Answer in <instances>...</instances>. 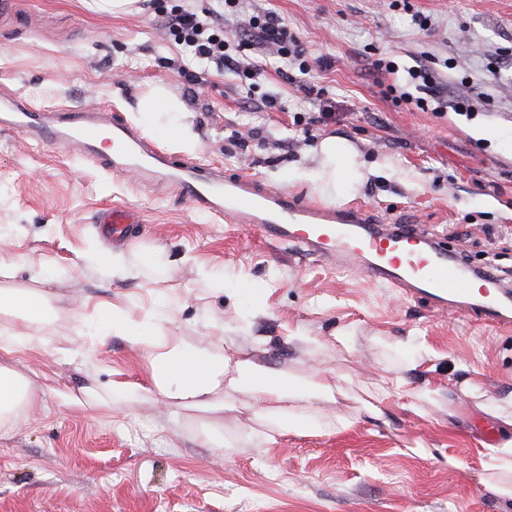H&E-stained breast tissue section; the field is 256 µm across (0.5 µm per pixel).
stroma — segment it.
I'll return each mask as SVG.
<instances>
[{"label": "stroma", "instance_id": "1", "mask_svg": "<svg viewBox=\"0 0 512 512\" xmlns=\"http://www.w3.org/2000/svg\"><path fill=\"white\" fill-rule=\"evenodd\" d=\"M409 3L406 12L394 0H242L227 33L272 11L318 63L310 82L296 69L271 73L248 105L232 73L194 84L177 73L185 55L158 9L206 0H141L119 15L88 0H0V93L37 106L112 105L129 120L139 97L164 89L185 105L175 118L197 141L194 157L316 202L320 192L289 182V168L315 166L321 139L347 141L366 174L351 200L385 221L447 225L449 246L512 283V153L483 136L512 126V0ZM412 11L432 19L428 34L411 27ZM381 51L402 68L428 62L443 100L469 97L474 117L384 98L372 68ZM496 58L503 79L492 89ZM264 95L285 111L262 108ZM298 104L331 108L312 139L294 124ZM108 206L140 216L139 236L118 244L137 264L124 280L85 260L109 246L98 224ZM0 265L9 270L0 289L43 293L50 308L44 323L0 312V365L22 374L35 398L0 426V512H512V497L491 490L499 475L483 455L512 438V331L429 316L362 274L266 244L254 227L210 223L154 186L3 132ZM208 271L248 282L252 295L212 288ZM162 296L165 329L199 345L344 381L335 409L349 426L264 443L271 427L243 393L219 413L161 400L73 406L88 388L108 395L116 379L145 383L146 356L92 322L115 303L153 310ZM23 334L31 343H18ZM419 389L434 400L424 413L412 407ZM207 429L223 435V450L204 444Z\"/></svg>", "mask_w": 512, "mask_h": 512}]
</instances>
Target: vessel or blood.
Returning a JSON list of instances; mask_svg holds the SVG:
<instances>
[{
  "instance_id": "1",
  "label": "vessel or blood",
  "mask_w": 512,
  "mask_h": 512,
  "mask_svg": "<svg viewBox=\"0 0 512 512\" xmlns=\"http://www.w3.org/2000/svg\"><path fill=\"white\" fill-rule=\"evenodd\" d=\"M0 129L49 142L107 173L134 174L180 196L212 223L253 225L272 245H293L331 268L358 270L434 314L473 316L512 331V288L459 261L436 227L381 224L358 204L308 201L256 176L176 158L109 107H38L19 95L1 96ZM105 222L121 238L137 224L125 208L109 209Z\"/></svg>"
}]
</instances>
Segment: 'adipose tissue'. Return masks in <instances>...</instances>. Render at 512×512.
<instances>
[{"instance_id": "1", "label": "adipose tissue", "mask_w": 512, "mask_h": 512, "mask_svg": "<svg viewBox=\"0 0 512 512\" xmlns=\"http://www.w3.org/2000/svg\"><path fill=\"white\" fill-rule=\"evenodd\" d=\"M183 109L182 103L157 92L140 101L137 112L140 121L190 152L196 147L195 138L169 118L170 113ZM317 153L318 168L289 171V180L322 183L330 199L350 194L363 178L352 146L327 138L320 142ZM166 318L162 305L135 319L118 304L98 318V333L124 337L139 347L149 362L146 383L113 382L111 403L130 404L158 395L199 411L218 412L231 408L232 394L246 393L258 415L277 430L298 432L316 426L326 405L335 399L334 388L320 372L306 377L274 372L251 359L194 345L166 332L162 326ZM31 400L28 381L14 369L0 366V424L14 418L18 407Z\"/></svg>"}]
</instances>
